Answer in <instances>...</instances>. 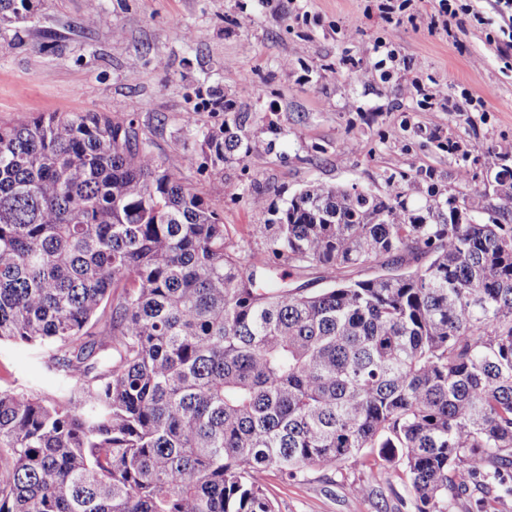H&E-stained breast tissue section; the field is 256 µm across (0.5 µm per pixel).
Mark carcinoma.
<instances>
[{
	"label": "carcinoma",
	"instance_id": "cac0c4a2",
	"mask_svg": "<svg viewBox=\"0 0 512 512\" xmlns=\"http://www.w3.org/2000/svg\"><path fill=\"white\" fill-rule=\"evenodd\" d=\"M249 119L204 134L214 181L249 156ZM493 181L491 200L433 187L417 208L395 184L256 197L266 250L243 255L136 119L0 124V342L60 378L0 388V512H277L270 470L360 467L363 496L388 463L416 512L466 491L495 512L512 495V166Z\"/></svg>",
	"mask_w": 512,
	"mask_h": 512
}]
</instances>
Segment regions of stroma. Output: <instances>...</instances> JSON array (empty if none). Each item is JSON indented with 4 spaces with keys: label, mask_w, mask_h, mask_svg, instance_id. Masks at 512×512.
Instances as JSON below:
<instances>
[{
    "label": "stroma",
    "mask_w": 512,
    "mask_h": 512,
    "mask_svg": "<svg viewBox=\"0 0 512 512\" xmlns=\"http://www.w3.org/2000/svg\"><path fill=\"white\" fill-rule=\"evenodd\" d=\"M27 18L0 23V124L41 112L133 118L161 161L221 214L242 252L261 250L265 211L255 195L284 205L311 182L384 194L401 186L411 206L428 185L472 195L496 169L488 146L512 149V71L502 70L485 29L451 38L386 22L371 0H27ZM93 27H81L86 14ZM397 54L389 78L373 66L377 43ZM351 57L370 69L335 75ZM440 83L453 98L482 97L481 112H427L413 80ZM249 113L248 166L212 180L200 144L220 105ZM196 113L188 129L184 113ZM460 142L467 157L441 149ZM468 167V186L458 184ZM54 379L27 346L0 343V386L37 391ZM362 470H308L265 487L278 512H415L402 469L379 474L370 496L349 494Z\"/></svg>",
    "instance_id": "obj_1"
}]
</instances>
